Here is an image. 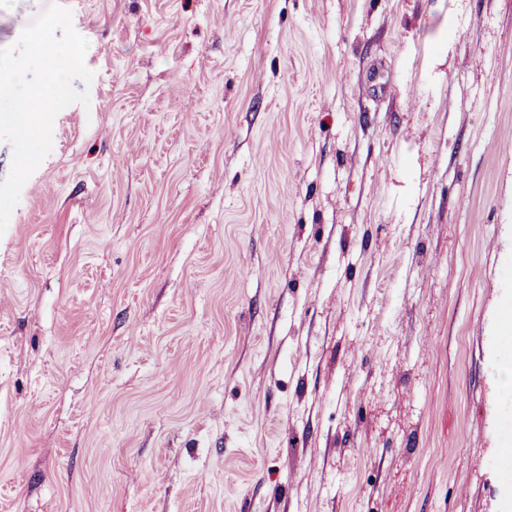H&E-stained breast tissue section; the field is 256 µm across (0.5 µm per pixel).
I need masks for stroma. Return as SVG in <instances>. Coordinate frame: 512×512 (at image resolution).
<instances>
[{"instance_id":"35a3bbf8","label":"stroma","mask_w":512,"mask_h":512,"mask_svg":"<svg viewBox=\"0 0 512 512\" xmlns=\"http://www.w3.org/2000/svg\"><path fill=\"white\" fill-rule=\"evenodd\" d=\"M67 7L90 104L0 235V512H512V0Z\"/></svg>"}]
</instances>
